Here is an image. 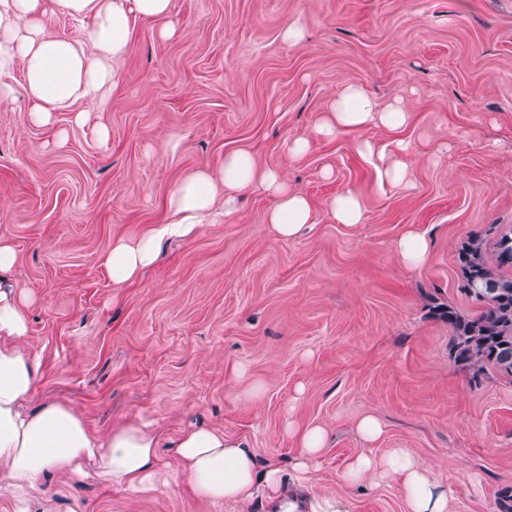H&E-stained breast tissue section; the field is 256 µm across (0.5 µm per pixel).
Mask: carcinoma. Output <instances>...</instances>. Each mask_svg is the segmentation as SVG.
<instances>
[{
    "mask_svg": "<svg viewBox=\"0 0 512 512\" xmlns=\"http://www.w3.org/2000/svg\"><path fill=\"white\" fill-rule=\"evenodd\" d=\"M495 231L471 236L458 258L463 290L482 303L481 310L466 317L453 307L442 309L451 330L449 348L456 362L484 374L487 364L512 377V229L489 238Z\"/></svg>",
    "mask_w": 512,
    "mask_h": 512,
    "instance_id": "1",
    "label": "carcinoma"
}]
</instances>
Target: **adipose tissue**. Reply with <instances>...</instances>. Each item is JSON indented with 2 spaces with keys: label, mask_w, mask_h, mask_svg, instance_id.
Instances as JSON below:
<instances>
[{
  "label": "adipose tissue",
  "mask_w": 512,
  "mask_h": 512,
  "mask_svg": "<svg viewBox=\"0 0 512 512\" xmlns=\"http://www.w3.org/2000/svg\"><path fill=\"white\" fill-rule=\"evenodd\" d=\"M170 12L171 0H0V73L21 70L30 118L50 124L57 109L78 100L96 106L116 90L118 63L135 19L166 20ZM48 13L87 19L91 27L82 38L52 36L40 24ZM409 118L404 100L383 107L351 84L337 93L316 133L331 138L341 130L368 126L393 131L406 126ZM361 149L375 162L382 183L409 184L406 141H367ZM245 188L259 189L271 199L268 222L282 239H295L312 224V201L292 191L279 171L258 168L251 151L239 149L225 154L218 170L199 169L179 182L167 199V223L113 243L106 258L113 284L122 287L138 280L156 261L165 237L191 233L202 217L216 210L232 214L235 193ZM16 262L13 246L0 241V482L11 495L14 512H30L40 481L49 473L66 482L93 477L142 496L162 483L184 484L211 501L242 506L260 487H278L275 463L260 464L249 442L228 440L216 427L190 425L171 436L156 423L134 420L102 433L67 402L48 400L29 408L42 362L39 353L24 348L29 327L25 295L11 277ZM296 436L295 480L310 487L322 468L329 435L323 426L312 425L297 430ZM165 447L172 450L167 463L161 457ZM341 477L375 485L395 481L408 512H451L447 483L406 448L391 449L380 458L359 453Z\"/></svg>",
  "instance_id": "adipose-tissue-1"
}]
</instances>
